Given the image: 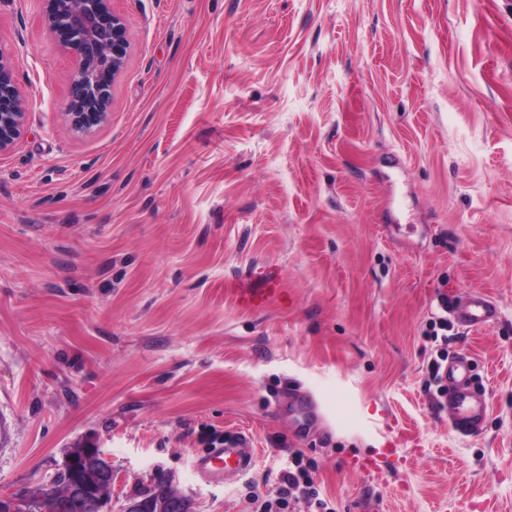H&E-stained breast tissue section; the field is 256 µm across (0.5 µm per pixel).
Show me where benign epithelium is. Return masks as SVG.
Masks as SVG:
<instances>
[{
  "label": "benign epithelium",
  "mask_w": 512,
  "mask_h": 512,
  "mask_svg": "<svg viewBox=\"0 0 512 512\" xmlns=\"http://www.w3.org/2000/svg\"><path fill=\"white\" fill-rule=\"evenodd\" d=\"M45 3L54 37L75 55L78 70H86L88 78L82 84L71 82L64 115L74 131L89 133L108 116L110 87L95 78L106 60L111 61L112 76L120 73L129 49L127 28L123 20L111 12L109 0H45ZM0 88L5 89L4 95L0 96V152H3L21 137L25 118L12 68L3 55H0ZM90 456L112 465L101 448L89 442L68 454L63 472L79 473ZM80 489L87 495L90 512H112L111 494H96L92 480H85Z\"/></svg>",
  "instance_id": "obj_1"
}]
</instances>
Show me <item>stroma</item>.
I'll list each match as a JSON object with an SVG mask.
<instances>
[{
    "mask_svg": "<svg viewBox=\"0 0 512 512\" xmlns=\"http://www.w3.org/2000/svg\"><path fill=\"white\" fill-rule=\"evenodd\" d=\"M111 9L130 47L81 134L43 0H0L25 112L0 153V493L91 441L112 512L160 474L192 512H262L296 452L334 512H512V0ZM472 290L500 314L448 343L490 407L463 438L423 331ZM236 431L251 471L201 479ZM378 448L401 455L351 467Z\"/></svg>",
    "mask_w": 512,
    "mask_h": 512,
    "instance_id": "35a3bbf8",
    "label": "stroma"
}]
</instances>
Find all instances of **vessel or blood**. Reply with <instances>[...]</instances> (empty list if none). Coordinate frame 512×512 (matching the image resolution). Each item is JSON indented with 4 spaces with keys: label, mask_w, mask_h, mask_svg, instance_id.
Masks as SVG:
<instances>
[{
    "label": "vessel or blood",
    "mask_w": 512,
    "mask_h": 512,
    "mask_svg": "<svg viewBox=\"0 0 512 512\" xmlns=\"http://www.w3.org/2000/svg\"><path fill=\"white\" fill-rule=\"evenodd\" d=\"M452 314L458 325L468 330L485 328L498 317L496 304L479 292H468L455 304ZM441 384L446 390L448 423L460 436L482 430L490 408L474 393L471 357L458 353L450 357L441 370ZM254 462L250 435L236 432L227 436L223 447L198 458L195 468L208 480L228 479L246 475Z\"/></svg>",
    "instance_id": "obj_1"
}]
</instances>
